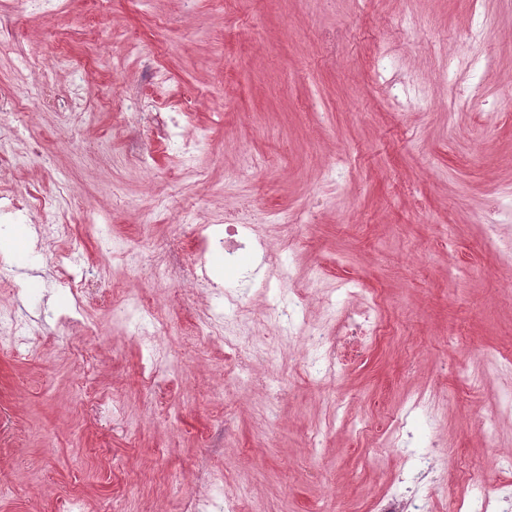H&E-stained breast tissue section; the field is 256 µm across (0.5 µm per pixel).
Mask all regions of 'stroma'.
I'll list each match as a JSON object with an SVG mask.
<instances>
[{
  "label": "stroma",
  "instance_id": "stroma-1",
  "mask_svg": "<svg viewBox=\"0 0 512 512\" xmlns=\"http://www.w3.org/2000/svg\"><path fill=\"white\" fill-rule=\"evenodd\" d=\"M0 44V101L25 103L0 189L71 204L65 241L21 216L43 282L0 288L40 342L0 349V512H224L242 492L255 512H375L392 495L450 512L464 471L495 470L512 448V0H0ZM158 70L165 128L203 145L192 162L126 108ZM76 95L81 117L60 124ZM245 199L302 215L267 234L302 235L289 263L311 320L333 292L348 312L375 301L377 334L331 327L337 376L309 375L296 337L252 360L280 392L222 391L224 339L192 329L234 278L184 215L213 238ZM116 247L163 251L170 277L127 270ZM123 287L162 317L155 349L115 316ZM421 394L432 419L381 436ZM406 449L436 469L404 466Z\"/></svg>",
  "mask_w": 512,
  "mask_h": 512
}]
</instances>
